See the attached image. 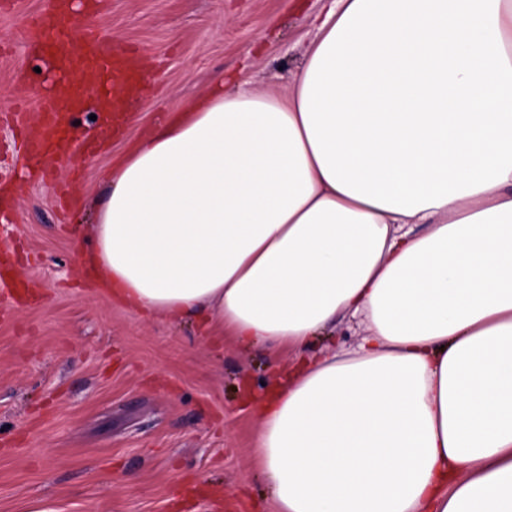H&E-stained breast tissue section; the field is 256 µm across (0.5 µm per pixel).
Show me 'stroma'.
<instances>
[{
    "instance_id": "stroma-1",
    "label": "stroma",
    "mask_w": 512,
    "mask_h": 512,
    "mask_svg": "<svg viewBox=\"0 0 512 512\" xmlns=\"http://www.w3.org/2000/svg\"><path fill=\"white\" fill-rule=\"evenodd\" d=\"M100 0L61 17L146 59L153 79L93 155L21 160L8 115L37 116L47 56L25 47L47 0H0V277L35 283L0 303V512H276L257 462L260 350L149 317L83 267L104 177L129 140L212 80L291 86L328 0Z\"/></svg>"
}]
</instances>
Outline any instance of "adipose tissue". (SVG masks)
I'll use <instances>...</instances> for the list:
<instances>
[{
	"instance_id": "ef3b65f1",
	"label": "adipose tissue",
	"mask_w": 512,
	"mask_h": 512,
	"mask_svg": "<svg viewBox=\"0 0 512 512\" xmlns=\"http://www.w3.org/2000/svg\"><path fill=\"white\" fill-rule=\"evenodd\" d=\"M92 235L130 309L302 354L253 406L277 512H512V0H331L288 92L133 140Z\"/></svg>"
}]
</instances>
